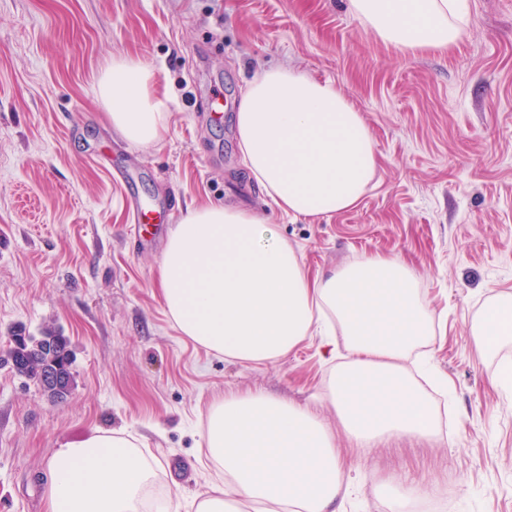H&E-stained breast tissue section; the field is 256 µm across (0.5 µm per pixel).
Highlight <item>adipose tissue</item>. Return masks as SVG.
I'll use <instances>...</instances> for the list:
<instances>
[{
    "label": "adipose tissue",
    "mask_w": 512,
    "mask_h": 512,
    "mask_svg": "<svg viewBox=\"0 0 512 512\" xmlns=\"http://www.w3.org/2000/svg\"><path fill=\"white\" fill-rule=\"evenodd\" d=\"M349 6L379 41L406 54L448 50L464 31L462 0ZM98 94L126 140L164 139L170 100L137 59L113 60ZM235 128L249 179L296 218L353 208L378 169L370 131L349 99L332 82L290 67L265 69L247 84ZM159 286L174 327L228 360L275 363L316 333L332 354L344 340L348 355L326 394L358 445L437 438V409L406 365L434 335L435 317L401 258L370 256L313 278L254 211L209 204L188 209L171 229ZM473 335L485 355L512 341L511 294L485 309ZM202 446L224 482L196 497V512L255 504L262 512H336L349 488L336 438L319 416L261 392L214 400ZM160 468L127 431H94L56 450L47 512H171V500L154 496Z\"/></svg>",
    "instance_id": "ef3b65f1"
}]
</instances>
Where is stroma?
I'll use <instances>...</instances> for the list:
<instances>
[{
  "mask_svg": "<svg viewBox=\"0 0 512 512\" xmlns=\"http://www.w3.org/2000/svg\"><path fill=\"white\" fill-rule=\"evenodd\" d=\"M447 52L378 41L347 0H0V337L45 326L70 340L73 385L53 403L0 365V512H46L55 449L93 430L131 432L165 466L180 512L217 482L199 461L210 403L264 392L308 407L336 437L353 488L340 512H391L396 491L451 490L449 512H512V391L471 327L512 294V0H465ZM152 69L170 103L163 143L113 131L97 96L114 58ZM334 83L363 118L378 173L353 209L293 219L247 179L235 104L261 70ZM221 108L214 122L213 108ZM135 192L187 207L240 203L274 224L310 275L398 256L442 318L429 349L448 377L441 437L360 448L325 396L319 337L273 365L207 351L173 326L157 287L166 237L135 245L116 167Z\"/></svg>",
  "mask_w": 512,
  "mask_h": 512,
  "instance_id": "1",
  "label": "stroma"
}]
</instances>
